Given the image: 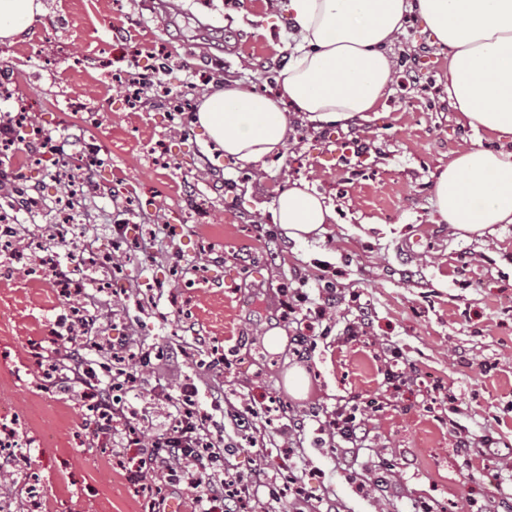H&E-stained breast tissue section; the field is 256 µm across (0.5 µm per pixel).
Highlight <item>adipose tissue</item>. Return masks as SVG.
<instances>
[{"label":"adipose tissue","instance_id":"obj_1","mask_svg":"<svg viewBox=\"0 0 512 512\" xmlns=\"http://www.w3.org/2000/svg\"><path fill=\"white\" fill-rule=\"evenodd\" d=\"M298 41L273 94L209 84L192 124L225 159L259 164L282 153L291 112L311 123L375 111L392 81L390 47L407 15L418 14L448 49V97L474 131L512 141V0H289ZM46 11L44 0H0V43L14 41ZM433 221L461 237L512 224V151L472 145L438 167ZM336 218L299 181L276 198L273 221L304 241Z\"/></svg>","mask_w":512,"mask_h":512}]
</instances>
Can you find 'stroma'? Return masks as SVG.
Returning <instances> with one entry per match:
<instances>
[{
  "label": "stroma",
  "instance_id": "35a3bbf8",
  "mask_svg": "<svg viewBox=\"0 0 512 512\" xmlns=\"http://www.w3.org/2000/svg\"><path fill=\"white\" fill-rule=\"evenodd\" d=\"M287 3L237 0L228 10L224 0H46L39 22L0 45V65L14 74L0 115L24 110L48 135H92L106 149L90 174L85 217L54 240L60 263L85 246L111 254L120 231L141 240L144 214L157 234L146 252L124 253L121 278L88 265L80 279L79 303L100 319L70 351L102 363L97 342L105 336L156 356L137 388L121 392L119 403L138 419L119 420L107 450L78 399L60 393L48 402L41 392L34 353L55 348L63 298L30 271L0 278V307L12 313L0 326V405L24 418L20 435L46 512H141L119 454L133 434L149 438L168 426L156 388L175 399L187 384L231 443L224 456L231 471L261 463L276 481L305 468L306 499L269 502L268 512H421L424 502L433 512H485L512 495V224L463 238L432 220L439 165L477 140L493 150L511 151L512 143L478 138L460 122L448 98V50L433 44L421 19L410 16L391 47L393 81L376 113L324 125L293 117L282 154L257 165L219 159L200 131L175 127L161 106L128 105L120 77L154 67L160 49L175 95L196 99L203 72L212 82L272 93L275 68L295 43ZM116 29L131 49L100 69L95 61ZM56 168L52 159L15 158L14 171L44 201L17 213L37 234L59 209ZM299 179L336 209L335 223L304 242L279 233L272 215L279 191ZM331 272L343 299L327 310L328 336L304 360L289 346L267 353L268 330L296 334L282 317L284 288L309 289L305 305L315 308L313 281ZM356 293L367 318L350 301ZM395 350L415 371L398 388L387 376ZM300 363L312 378L302 400L284 383ZM452 395L459 409H451ZM349 398L377 405L365 415L358 458L366 494L320 429ZM245 401L273 408L266 428L273 442L259 455L235 428L233 411ZM463 437L470 447H459ZM486 437L510 453L486 457Z\"/></svg>",
  "mask_w": 512,
  "mask_h": 512
}]
</instances>
